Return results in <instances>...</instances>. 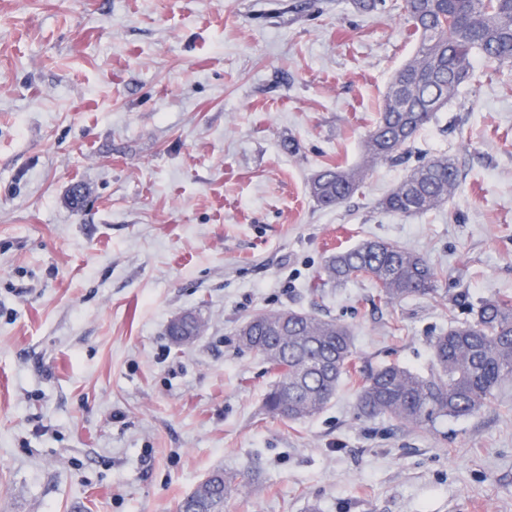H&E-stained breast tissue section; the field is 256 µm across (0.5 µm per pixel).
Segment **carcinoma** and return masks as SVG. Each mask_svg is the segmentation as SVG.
Instances as JSON below:
<instances>
[{"mask_svg": "<svg viewBox=\"0 0 512 512\" xmlns=\"http://www.w3.org/2000/svg\"><path fill=\"white\" fill-rule=\"evenodd\" d=\"M412 26L415 55L394 74L380 115L364 140L368 161L399 162L419 132L456 96L468 79L471 60L480 55L512 65V0H404ZM365 168L327 164L316 173L310 194L324 207L350 199ZM460 180L446 157L424 159L379 203L386 213L410 216L442 206ZM442 269L424 257L385 240H365L327 256L319 279L344 283L363 277L387 304L430 296ZM200 319L191 314L170 323L175 342L196 336ZM238 344L259 356L275 382L265 397L267 412L289 422L322 412L340 380L353 369L349 327L312 312L280 309L248 318ZM434 368L423 375L397 364L368 375L357 399L368 418L387 417L433 429L448 417L473 414L512 378V296L483 300L475 320L451 327L431 343ZM232 477L217 468L179 505V512H224Z\"/></svg>", "mask_w": 512, "mask_h": 512, "instance_id": "1", "label": "carcinoma"}]
</instances>
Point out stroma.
Listing matches in <instances>:
<instances>
[{
	"mask_svg": "<svg viewBox=\"0 0 512 512\" xmlns=\"http://www.w3.org/2000/svg\"><path fill=\"white\" fill-rule=\"evenodd\" d=\"M415 49L400 10L353 0H0V512H178L220 467L247 477L226 512H512V379L432 430L357 402L512 295V67L474 56L403 162L335 207L309 193L361 162ZM440 156L461 170L442 207L378 209ZM368 239L440 267L436 293L313 292L331 249ZM284 308L354 334L355 376L295 423L237 343ZM189 312L204 328L174 345Z\"/></svg>",
	"mask_w": 512,
	"mask_h": 512,
	"instance_id": "obj_1",
	"label": "stroma"
}]
</instances>
